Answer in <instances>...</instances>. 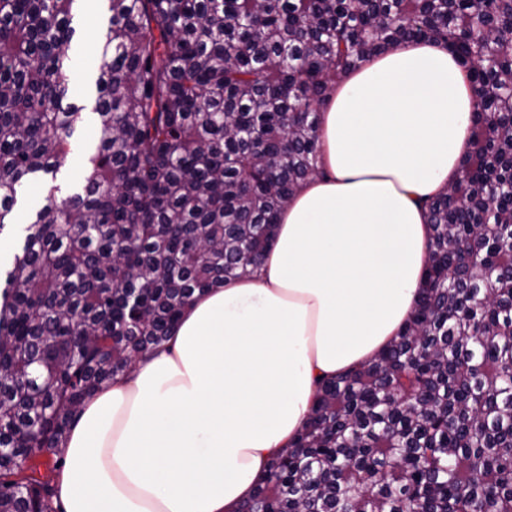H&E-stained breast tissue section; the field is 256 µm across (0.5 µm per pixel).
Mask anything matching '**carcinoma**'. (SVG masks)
Listing matches in <instances>:
<instances>
[{
    "label": "carcinoma",
    "mask_w": 512,
    "mask_h": 512,
    "mask_svg": "<svg viewBox=\"0 0 512 512\" xmlns=\"http://www.w3.org/2000/svg\"><path fill=\"white\" fill-rule=\"evenodd\" d=\"M78 2L0 0V231L51 176L0 289V512H59L84 402L253 273L321 172L336 82L407 40L446 44L477 101L456 182L427 203L416 306L319 383L237 512H512V0H107L96 135L62 197Z\"/></svg>",
    "instance_id": "obj_1"
}]
</instances>
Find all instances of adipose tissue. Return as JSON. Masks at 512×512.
I'll return each mask as SVG.
<instances>
[{"instance_id":"ef3b65f1","label":"adipose tissue","mask_w":512,"mask_h":512,"mask_svg":"<svg viewBox=\"0 0 512 512\" xmlns=\"http://www.w3.org/2000/svg\"><path fill=\"white\" fill-rule=\"evenodd\" d=\"M474 106L465 68L432 42L339 82L318 116L323 173L292 196L260 267L199 296L164 350L85 402L60 512H234L251 497L317 384L407 322L425 205L456 178Z\"/></svg>"}]
</instances>
